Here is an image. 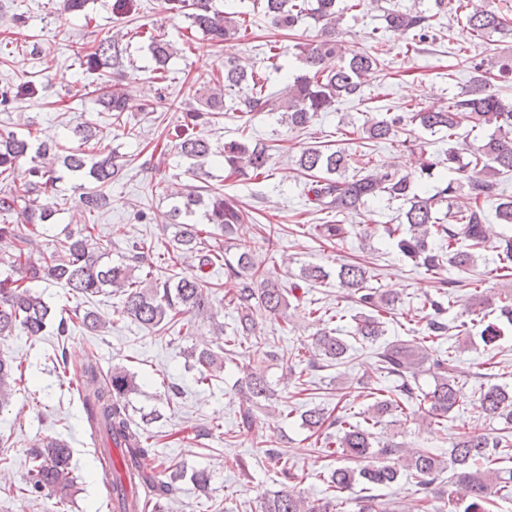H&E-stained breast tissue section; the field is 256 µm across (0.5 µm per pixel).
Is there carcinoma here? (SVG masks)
Returning a JSON list of instances; mask_svg holds the SVG:
<instances>
[{
    "label": "carcinoma",
    "mask_w": 512,
    "mask_h": 512,
    "mask_svg": "<svg viewBox=\"0 0 512 512\" xmlns=\"http://www.w3.org/2000/svg\"><path fill=\"white\" fill-rule=\"evenodd\" d=\"M169 10L189 20L190 28L198 30L219 43L238 41L245 37L244 13L228 12L220 0H166ZM263 16L276 28L294 29L304 18L323 22L320 38L312 43L297 44V56L302 63L300 72L292 77L283 93L269 92L255 64L246 58L229 56L224 59V77H203L199 84L204 88V107L187 108L182 113V131L176 144L183 158L201 161L212 155L222 158L229 169L239 175L258 177L267 172L275 145L263 141L232 139L224 142L219 150L196 129L211 122L224 111V91L246 87L244 100L246 112L280 114L281 122L289 128H305L320 113L328 112L344 98L362 95L364 78L381 66L380 52L371 53L356 49L343 39L339 23L343 13L360 3L344 7L338 0H255ZM457 8L466 9L463 30L471 40H485L495 34H512V19L501 12L486 9L473 0H458ZM387 29L405 36L410 44L423 43L433 29V17L416 9L405 11L384 10ZM118 32L96 42L91 50L81 56L85 70L101 77V87L96 89L97 102L104 112L112 113V122L121 126L125 112V93L111 84L112 75L126 76L125 53L127 47ZM148 51L154 60L155 78L164 79L168 62L176 49L161 35L148 36ZM479 72L463 96L439 110L415 109L406 117L395 114L388 118H372L362 127L363 138L386 141L394 138L398 129L409 121L432 133H448V141L456 138L459 114L465 112L478 125L489 126L493 132L470 150L471 160L463 162L458 149L448 147V167L456 170L459 181L469 187L474 205L456 212L447 211L439 217L437 206L448 201L456 187L449 183L437 187L430 196L412 191L411 178H430L435 163L418 156L412 175H401L383 164L371 163L366 174L346 175L351 164L360 159L341 150L327 151L311 146L301 151L296 164L310 176L306 183L308 201L320 210L336 215L358 211L365 202L385 197L400 200L406 205L404 220L400 224L384 227V233L397 241L400 252L426 271L437 274L450 263L466 269L475 265L479 250L487 242L486 215L483 204L496 201L495 216L500 223L512 227V195L500 191V177L512 173V99L505 100L487 91L489 77L482 72V65L474 64ZM33 94L27 83L6 82L0 86V110L7 112L26 96ZM26 130L0 131V180L7 182L0 191V239L15 241V253L1 258L0 265L8 267L0 275V339H6L21 330L29 336H40L54 318L55 312L28 284L43 282L58 284L77 297L89 298L111 289L120 298L117 313L133 320L146 329H155L165 321H172L179 313L205 314L211 310L212 283L206 268H221L224 278L234 284L229 304L237 313L232 334H224V325L214 331L218 351L201 349L191 352V357L207 375L200 381L208 382L212 373L224 369V357L232 356V349L247 343L259 358L272 356L263 350L260 323L265 320L288 321L290 302L287 295L300 288L292 283L281 288L275 283L257 282L258 270L253 258V246L248 241L235 242L236 225L244 222L247 214L233 198L198 187L172 190L169 210L170 223L175 228L171 249L154 252L138 241L126 242V254L116 261H103L104 254L95 247L92 230L86 225L69 232L53 250L32 258L30 246L41 235V229L55 223L56 203L48 201L56 184L69 178L78 182L81 190L80 205L87 214L94 216L110 204L107 193L112 181L118 178L126 159L116 149L104 144L106 136L96 124L80 122L73 133L91 151L75 149L59 153L53 144H34L32 122L25 121ZM28 163L22 168V163ZM27 213V226L7 223L9 215L19 206ZM224 237L229 246L222 249L210 239L214 232ZM314 235L328 242H342L349 234L345 224H316ZM498 270L512 272V235L503 234L497 244ZM191 257L195 260L192 272L168 278L153 288L143 286L135 271ZM330 277L322 266L307 265L300 269V278L308 284L321 283ZM447 281H439L438 296H428L422 308L431 314L421 331V336L408 341H392L375 352L371 379L394 378L396 385L381 389L382 395L368 396L373 402L363 412L365 425L353 422L354 412L342 406L337 412L318 406L301 414L302 426L325 436L326 447L334 446L346 459L361 464L358 469L340 466L330 471L328 487L341 491L357 482L367 485L389 486L397 482L399 471L389 464L394 455L404 456L407 477L416 486L427 490L439 480L445 469L452 471V478L464 487L469 503L463 512H490L495 498L512 496V470L497 467L502 456L512 455V388L490 385L481 391L480 400L485 413L500 420L504 427L495 433L471 435L461 433L454 438L449 460L423 448H411L402 443L376 444L373 432L384 418L399 412L405 413L410 405L423 407L435 423L448 420L459 407L458 380L461 374L458 350L448 347L444 354L433 348V343L448 333L443 315L450 308ZM336 287L348 296H355L362 312L353 316L351 336L362 344H375L386 335V319L395 308L397 299L378 288L368 287L367 269L360 264H343L336 273ZM495 307L498 318L512 326V293H501L491 300L487 297L470 305L467 314L470 322L460 324L466 333L469 324L484 325L480 336L486 342L500 333L493 323H485L487 309ZM72 318L60 319L57 335L66 336L69 324H78L90 332H100L107 322L92 310L71 311ZM350 345L333 330L323 328L312 337L306 360L313 368L321 362L331 366L344 364ZM431 371L433 383L422 388L420 378ZM22 377L5 358L0 357V409L9 404L14 387ZM77 391L87 416L91 437L105 432L121 460L100 462L106 488H122L118 462H123L130 487L135 495L137 512H171V496L177 483L189 479L202 491L208 489L209 474L203 469L190 473L156 460L150 436L129 413L131 400L140 394L135 373L124 367L112 368L109 378L102 379L97 368L89 363L76 378ZM238 427L251 430L258 423L257 409L275 399V389L264 372L252 369L238 381ZM265 454L276 466L282 488L273 492L261 506V512H338L334 498L310 501L290 486L297 479L295 469L288 465V451L269 448ZM72 451L60 439L50 438L40 448L28 451V495L37 498L44 491L53 492L58 503H70L75 493V478L71 468ZM356 512H390L375 495L358 499Z\"/></svg>",
    "instance_id": "obj_1"
}]
</instances>
